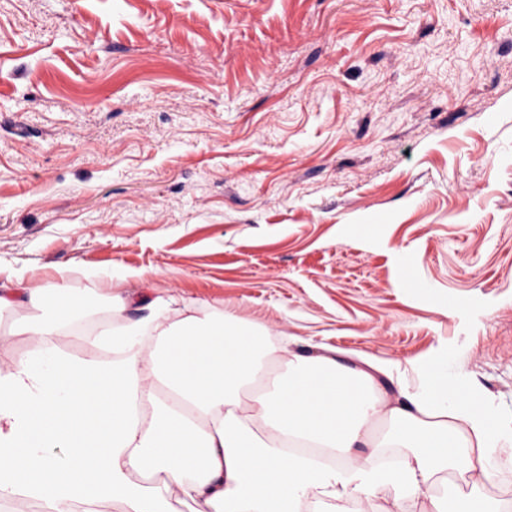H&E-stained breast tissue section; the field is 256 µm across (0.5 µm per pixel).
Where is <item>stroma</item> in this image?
<instances>
[{
    "mask_svg": "<svg viewBox=\"0 0 512 512\" xmlns=\"http://www.w3.org/2000/svg\"><path fill=\"white\" fill-rule=\"evenodd\" d=\"M441 353L512 429V0H0V286ZM27 305L0 314L24 355Z\"/></svg>",
    "mask_w": 512,
    "mask_h": 512,
    "instance_id": "obj_1",
    "label": "stroma"
}]
</instances>
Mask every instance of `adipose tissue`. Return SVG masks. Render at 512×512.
I'll use <instances>...</instances> for the list:
<instances>
[{
	"label": "adipose tissue",
	"mask_w": 512,
	"mask_h": 512,
	"mask_svg": "<svg viewBox=\"0 0 512 512\" xmlns=\"http://www.w3.org/2000/svg\"><path fill=\"white\" fill-rule=\"evenodd\" d=\"M27 295L47 317L27 327L25 355L0 363V500L34 498L44 512H300L379 497V512H443L449 479L476 490L512 470L492 407L439 357L419 362L418 386L389 395L334 355H295L256 392L275 348L254 328L156 313L104 336L112 360L72 362L60 329L86 316L83 295L46 281L0 293V312ZM380 448L402 449L398 465L381 466Z\"/></svg>",
	"instance_id": "1"
}]
</instances>
